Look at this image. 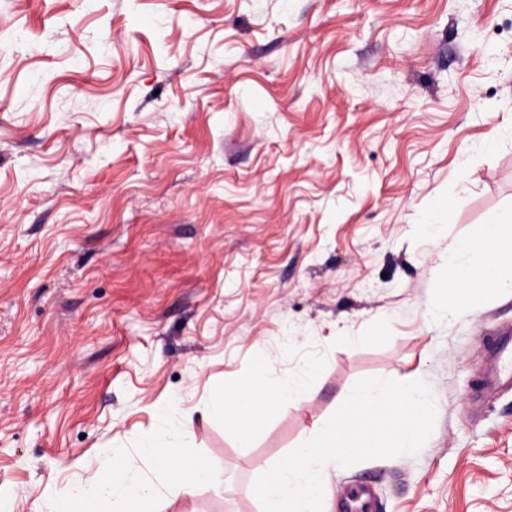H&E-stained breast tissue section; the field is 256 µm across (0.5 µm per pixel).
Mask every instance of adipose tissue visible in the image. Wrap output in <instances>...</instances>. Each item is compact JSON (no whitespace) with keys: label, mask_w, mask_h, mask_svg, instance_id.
Returning <instances> with one entry per match:
<instances>
[{"label":"adipose tissue","mask_w":512,"mask_h":512,"mask_svg":"<svg viewBox=\"0 0 512 512\" xmlns=\"http://www.w3.org/2000/svg\"><path fill=\"white\" fill-rule=\"evenodd\" d=\"M448 278L455 283L512 287V209L497 213L449 252ZM307 389L305 375L274 379L268 364L261 363L255 366L243 398L261 405L272 400L293 404ZM160 419V426L136 452L104 450L92 464L91 485L76 486L65 496H48L44 512H156L157 495L142 475V465L148 461L158 464L163 488L175 496L221 483L216 466L188 458L191 433L178 417L175 402L161 408Z\"/></svg>","instance_id":"1"}]
</instances>
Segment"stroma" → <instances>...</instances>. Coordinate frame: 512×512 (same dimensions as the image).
<instances>
[{
	"label": "stroma",
	"instance_id": "35a3bbf8",
	"mask_svg": "<svg viewBox=\"0 0 512 512\" xmlns=\"http://www.w3.org/2000/svg\"><path fill=\"white\" fill-rule=\"evenodd\" d=\"M510 208L512 0H0L5 512L172 400L223 481L160 512H258L344 392L410 376L428 441L337 469L328 512L361 483L375 512H512V390L476 391L512 292L444 306L449 248ZM309 360L299 403L243 410L251 447L210 416Z\"/></svg>",
	"mask_w": 512,
	"mask_h": 512
}]
</instances>
